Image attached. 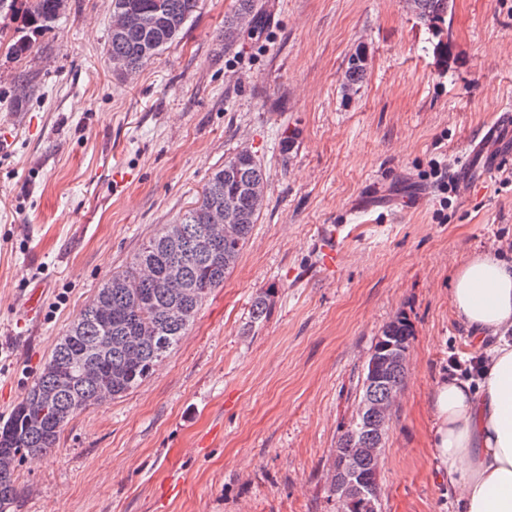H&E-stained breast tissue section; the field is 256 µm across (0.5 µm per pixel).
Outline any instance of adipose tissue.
Instances as JSON below:
<instances>
[{
    "label": "adipose tissue",
    "instance_id": "obj_1",
    "mask_svg": "<svg viewBox=\"0 0 512 512\" xmlns=\"http://www.w3.org/2000/svg\"><path fill=\"white\" fill-rule=\"evenodd\" d=\"M450 301L487 355L479 380L437 381L435 453L463 512H512V263L471 255L453 274Z\"/></svg>",
    "mask_w": 512,
    "mask_h": 512
}]
</instances>
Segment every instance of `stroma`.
<instances>
[{"instance_id": "stroma-1", "label": "stroma", "mask_w": 512, "mask_h": 512, "mask_svg": "<svg viewBox=\"0 0 512 512\" xmlns=\"http://www.w3.org/2000/svg\"><path fill=\"white\" fill-rule=\"evenodd\" d=\"M258 5L228 50L234 0H202L130 79L108 60L112 0H68L22 59L0 47V422L100 284L228 156L250 150L267 174L253 235L190 333L137 389L74 415L57 448L20 463L13 512H331V450L398 316L414 336L382 512H459L430 397L449 356L476 354L453 272L478 252L512 260V130L495 175H458L483 125L512 111V0H453L439 32L407 0ZM355 53L364 77L347 90ZM331 228L343 259L325 273Z\"/></svg>"}]
</instances>
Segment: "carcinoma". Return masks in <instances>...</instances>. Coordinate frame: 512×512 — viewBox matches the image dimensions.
Listing matches in <instances>:
<instances>
[{"label":"carcinoma","mask_w":512,"mask_h":512,"mask_svg":"<svg viewBox=\"0 0 512 512\" xmlns=\"http://www.w3.org/2000/svg\"><path fill=\"white\" fill-rule=\"evenodd\" d=\"M7 10L19 13L25 34L12 39L8 52L19 57L30 47L31 34L54 28L56 0H0ZM201 0H112V16L124 25L110 29L107 54L113 72L123 77L137 72L180 35L184 25L200 9ZM412 13L435 29L445 22L450 0H408ZM258 16L257 0H234L224 16V47L235 45L242 30ZM363 60L348 59L344 86L359 83ZM267 176L251 151L242 149L224 161L204 186L199 200L179 219L180 237L175 247L162 244L159 231L142 246L125 268L115 271L100 288L93 303L70 322L54 345L26 397L0 424V512H10L19 495L16 468L28 456L44 455L57 447L63 427L78 411L87 410L106 398H120L138 387L151 374L155 363L175 349L192 326L212 290L224 286V278L248 243L260 215ZM235 201L233 221L224 243L212 251L198 248L204 218L214 202ZM182 262L188 285L185 294L169 287L167 271ZM413 329L403 317L387 323L377 337L365 363L361 399L392 406L404 385L407 367L391 370L385 381L365 385L371 365L393 353L410 348ZM111 351L101 354L103 339ZM44 392L54 394V406L39 401ZM361 410H356L349 428L339 437L332 455L343 458L355 448L369 447V433L359 428ZM326 498L332 512H381V504L365 509L336 492V475L326 479Z\"/></svg>","instance_id":"obj_1"}]
</instances>
